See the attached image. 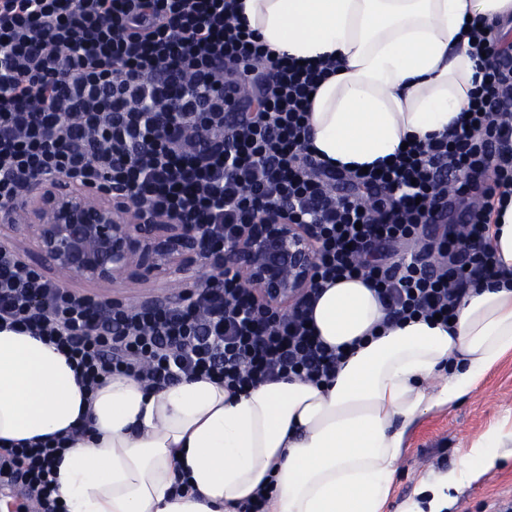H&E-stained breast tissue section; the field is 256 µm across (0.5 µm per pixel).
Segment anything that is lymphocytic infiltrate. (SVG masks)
I'll return each mask as SVG.
<instances>
[{"instance_id": "lymphocytic-infiltrate-1", "label": "lymphocytic infiltrate", "mask_w": 512, "mask_h": 512, "mask_svg": "<svg viewBox=\"0 0 512 512\" xmlns=\"http://www.w3.org/2000/svg\"><path fill=\"white\" fill-rule=\"evenodd\" d=\"M237 0H0V204L33 175L122 186L162 216L200 227L221 252L267 211L315 227L312 285L281 313L251 298L240 273L169 307L98 319L90 296L58 288L0 245V327L54 343L87 390L132 376L161 389L204 376L229 391L298 377L319 385L345 354L310 323L341 278L375 289L384 325L455 318L470 287L495 275L492 226L512 199V68L506 48L471 27L485 58L459 126L409 143L382 170L344 173L311 150L309 95L333 60L276 55L237 15ZM474 196L466 238L422 240L449 195ZM66 438L0 447V476L40 512H62L54 463Z\"/></svg>"}]
</instances>
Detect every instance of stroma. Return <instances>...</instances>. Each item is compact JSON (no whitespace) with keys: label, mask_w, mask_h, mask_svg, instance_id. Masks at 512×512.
<instances>
[{"label":"stroma","mask_w":512,"mask_h":512,"mask_svg":"<svg viewBox=\"0 0 512 512\" xmlns=\"http://www.w3.org/2000/svg\"><path fill=\"white\" fill-rule=\"evenodd\" d=\"M507 416H512V357L453 410L431 413L419 421L398 464L388 512H400L403 503L416 498L421 480L447 472L464 446ZM500 500L512 501V458L461 488L456 512H490Z\"/></svg>","instance_id":"stroma-1"}]
</instances>
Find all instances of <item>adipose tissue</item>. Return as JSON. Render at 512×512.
<instances>
[{"mask_svg":"<svg viewBox=\"0 0 512 512\" xmlns=\"http://www.w3.org/2000/svg\"><path fill=\"white\" fill-rule=\"evenodd\" d=\"M276 54L340 68L311 99L312 147L337 166L372 167L402 143L445 132L482 70L467 18L512 0H241ZM358 278L324 289L318 336L353 344L330 382H268L238 395L205 377L161 389L115 375L86 390L55 345L0 328V446L73 435L57 463L65 512H233L273 482L269 512H386L409 429L453 408L512 356V287L481 282L452 327L422 319L383 330ZM512 422L489 429L428 489L429 512L494 467ZM190 490L176 495V471Z\"/></svg>","mask_w":512,"mask_h":512,"instance_id":"ef3b65f1","label":"adipose tissue"}]
</instances>
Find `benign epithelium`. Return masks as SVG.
I'll return each instance as SVG.
<instances>
[{"label":"benign epithelium","mask_w":512,"mask_h":512,"mask_svg":"<svg viewBox=\"0 0 512 512\" xmlns=\"http://www.w3.org/2000/svg\"><path fill=\"white\" fill-rule=\"evenodd\" d=\"M2 227L11 241L29 237L37 244L59 287L77 279L106 288L94 296L103 319L125 306L108 292L114 284L189 270L193 283L201 285L233 267L258 301L285 312L311 287L313 232L288 223L284 211L245 225L224 251L202 262V230L161 219L147 202L122 190L92 192L67 178L37 175L17 202L0 206Z\"/></svg>","instance_id":"benign-epithelium-1"}]
</instances>
